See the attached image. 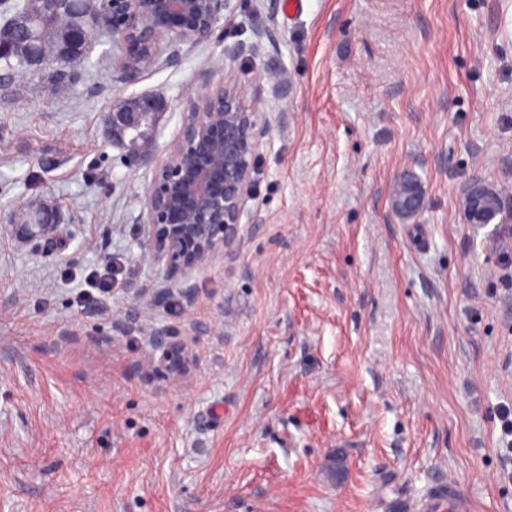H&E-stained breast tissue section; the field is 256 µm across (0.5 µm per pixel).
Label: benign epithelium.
<instances>
[{
	"label": "benign epithelium",
	"mask_w": 512,
	"mask_h": 512,
	"mask_svg": "<svg viewBox=\"0 0 512 512\" xmlns=\"http://www.w3.org/2000/svg\"><path fill=\"white\" fill-rule=\"evenodd\" d=\"M233 0H86L93 32L112 37V56L121 76L131 78L161 55L173 63L183 45L209 43L221 21L233 13ZM15 25L0 32V63L16 57ZM89 44L86 31L78 41L66 37L52 54L30 58L39 66L58 58L81 56ZM242 88L232 78L190 99L177 137L158 150L154 130L167 111L166 99L155 93L115 99L103 116L112 146L122 150L131 170L153 168L145 194L144 223L148 246L166 280L180 281L232 250L252 196L256 160L267 122L242 102ZM411 180L405 196L391 195L392 210L414 216L425 206L419 180L404 171L397 181ZM504 210L499 194L474 177L467 189L463 218L467 224H489ZM52 216L33 224H14L16 237L34 240L54 232Z\"/></svg>",
	"instance_id": "benign-epithelium-1"
}]
</instances>
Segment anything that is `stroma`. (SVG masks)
<instances>
[{
	"instance_id": "obj_1",
	"label": "stroma",
	"mask_w": 512,
	"mask_h": 512,
	"mask_svg": "<svg viewBox=\"0 0 512 512\" xmlns=\"http://www.w3.org/2000/svg\"><path fill=\"white\" fill-rule=\"evenodd\" d=\"M111 57L101 36L73 80L0 77V512H404L450 475L472 512H512V228L459 213L476 176L512 204V0H235L175 62L119 82ZM228 76L268 121L249 216L171 283L152 172L103 112L160 94L164 145ZM406 170L426 207L403 219ZM45 209L51 238L11 234ZM111 260L107 308L80 307ZM403 180H412L415 184L414 189L405 196H397L391 192L390 203L392 210L399 216L411 215L414 216L420 213L425 206V191L419 182V180L410 172H402L395 180L394 185L397 182Z\"/></svg>"
}]
</instances>
